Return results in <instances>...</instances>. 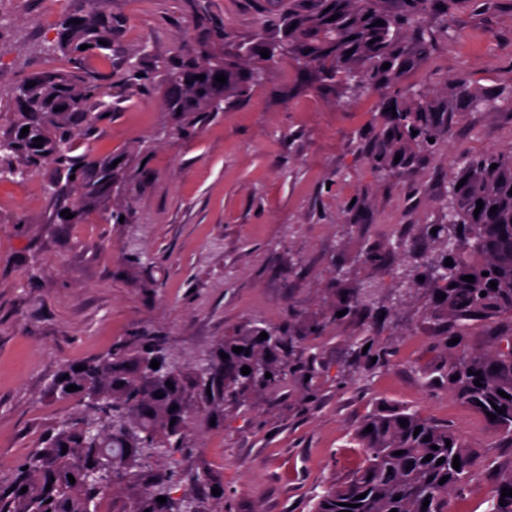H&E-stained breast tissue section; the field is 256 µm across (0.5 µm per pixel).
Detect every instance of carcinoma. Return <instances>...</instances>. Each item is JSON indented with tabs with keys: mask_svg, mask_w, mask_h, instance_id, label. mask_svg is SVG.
<instances>
[{
	"mask_svg": "<svg viewBox=\"0 0 512 512\" xmlns=\"http://www.w3.org/2000/svg\"><path fill=\"white\" fill-rule=\"evenodd\" d=\"M457 0H282L275 28L258 33L247 54L237 57L202 53V59L179 61L157 87L168 110L188 116L213 112L250 94L267 74L266 65L282 54L311 69L326 85L341 94L366 90L382 94L381 109L390 127L378 144L373 161L384 174L387 150L425 148L445 134L444 115L456 104L489 106L493 98L474 92L463 79L456 81L452 100L431 104L407 101L395 91L397 79L427 54L439 35L448 34V16ZM337 19H332V16ZM73 23H62L56 43L46 48L60 52L66 65L31 73L13 89L14 117L0 128V178L25 177L52 165L69 177L65 190L78 205L74 216L112 192V159L86 164L71 155L77 127L101 118L86 106L104 97L99 77L85 69L84 56L105 49L112 40V19L90 13ZM383 24L378 25L376 21ZM86 44L88 48L80 49ZM268 50L264 58L260 51ZM352 54H346V51ZM389 64L386 70L383 64ZM227 76L219 84L215 76ZM204 79H198V76ZM35 86H30V82ZM29 127L28 136L21 130ZM42 136L46 145L37 154L27 150V137ZM495 169H490L491 165ZM449 190L448 223L437 224L434 242L453 260L431 264L410 273L414 288L446 294L438 301L450 321L496 315L507 321L485 352L469 350L465 333L448 348V363L440 378L455 398L482 416L496 413L493 424L512 438V155L485 152L462 155ZM75 179H70V176ZM465 183H460V180ZM483 202L474 215L477 201ZM496 212H490L491 208ZM472 275L469 283L462 277ZM424 280H418V277ZM497 283V288L489 282ZM380 285L361 281L351 289L347 307L369 309ZM268 338L260 339L261 333ZM234 347L243 351L236 353ZM288 338L270 326L252 327L224 337L210 354L194 360L179 373L168 375L162 362L166 348L158 340L145 348L132 334L121 345L84 363L86 369L61 368L51 382L52 392L76 397L79 414L57 422L43 447L24 461L8 492L0 494V512H104L103 499L116 483L130 491L112 496V512H197L195 497L174 499L171 490L183 479L180 460L183 432L180 425L195 408L215 414L224 402L250 390L265 391L283 385L290 372ZM228 358L223 359L220 353ZM159 368L150 367L151 361ZM247 366L250 373L241 374ZM473 374H468V371ZM271 377H265V374ZM458 379H453V376ZM481 380V385L474 384ZM174 388L167 387V384ZM75 385L78 390L68 392ZM505 392L502 397L499 392ZM177 408H172V405ZM408 421L406 426L400 420ZM372 431L367 433V426ZM421 428L414 434L415 428ZM364 460L347 481L329 489L313 512H449L450 495L462 488L478 466L472 450L455 431L406 410L376 411L366 416L357 431ZM439 449L433 450L431 446ZM67 451H62V447ZM401 455L396 456L394 452ZM432 455L428 462L426 455ZM460 468H453L454 457ZM112 458L114 468L104 465ZM166 458L167 469L153 470V460ZM445 458L442 464L437 460ZM75 478L70 483L68 476ZM447 477L441 484L439 480ZM27 491H21L22 487ZM512 469L501 473L490 497L489 512H512ZM365 494L360 499L358 495ZM166 503L157 502V497ZM427 508H422L424 501Z\"/></svg>",
	"mask_w": 512,
	"mask_h": 512,
	"instance_id": "cac0c4a2",
	"label": "carcinoma"
}]
</instances>
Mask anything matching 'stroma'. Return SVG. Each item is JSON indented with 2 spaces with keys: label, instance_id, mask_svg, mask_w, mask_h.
Segmentation results:
<instances>
[{
  "label": "stroma",
  "instance_id": "35a3bbf8",
  "mask_svg": "<svg viewBox=\"0 0 512 512\" xmlns=\"http://www.w3.org/2000/svg\"><path fill=\"white\" fill-rule=\"evenodd\" d=\"M280 0H62L49 26L43 0H0V112L12 89L45 65L64 18L111 17L112 43L85 56L103 79V119L72 149L117 159V178L81 223H59L47 166L0 179V487L76 402L49 383L65 365L123 343L131 332L161 336L180 360L214 350L260 320L291 339L299 370L284 386L228 402L222 416L191 414L180 485L202 512H312L362 461L355 440L370 412H418L462 433L481 461L450 498L451 512H487L512 443L438 383L456 328L425 291L393 300L391 270L439 258L422 231L440 224L460 154L512 152V0L488 9L454 6L447 35L403 74L408 99L444 101L454 78L495 96L497 107L448 113L443 142L413 149L392 174L370 151L386 123L374 94L341 96L281 57L251 94L178 128L159 94L128 82L130 70L162 82L183 55H234L275 20ZM229 37L214 41L212 21ZM121 210L125 221H110ZM402 241L396 253L390 245ZM379 254L376 262L369 253ZM382 292L369 311L342 313L356 281ZM369 339L382 357L357 347ZM206 475L194 489L189 478Z\"/></svg>",
  "mask_w": 512,
  "mask_h": 512
}]
</instances>
